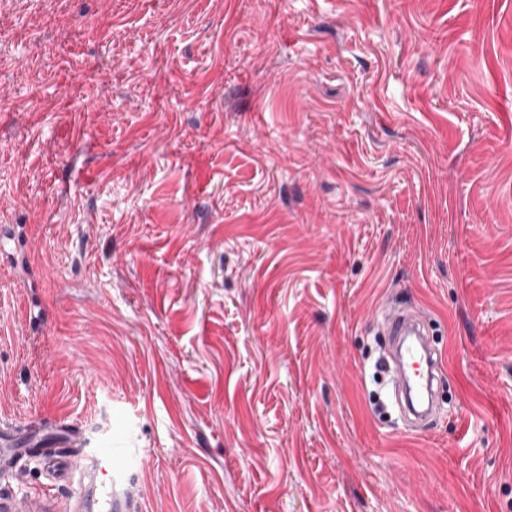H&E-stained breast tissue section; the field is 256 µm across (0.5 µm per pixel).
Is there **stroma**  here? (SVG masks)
I'll use <instances>...</instances> for the list:
<instances>
[{
  "label": "stroma",
  "instance_id": "stroma-1",
  "mask_svg": "<svg viewBox=\"0 0 512 512\" xmlns=\"http://www.w3.org/2000/svg\"><path fill=\"white\" fill-rule=\"evenodd\" d=\"M14 2L0 422L136 452L142 512H512V0ZM386 329L393 336L403 389V405L407 425L417 430L419 425L432 417L438 403L434 391L442 371V359L421 337L427 336L423 325L409 311L395 312L387 318Z\"/></svg>",
  "mask_w": 512,
  "mask_h": 512
}]
</instances>
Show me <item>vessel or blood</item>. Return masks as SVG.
<instances>
[{"label":"vessel or blood","instance_id":"obj_1","mask_svg":"<svg viewBox=\"0 0 512 512\" xmlns=\"http://www.w3.org/2000/svg\"><path fill=\"white\" fill-rule=\"evenodd\" d=\"M386 329L394 340L403 389L402 411L411 429L432 417L438 403L434 391L442 359L423 340L424 327L409 311L387 318ZM87 440L78 424L65 420L0 424V474L15 475L21 461H38L49 485H69L73 491L67 512H140L141 506L121 483L125 473L112 448L86 454Z\"/></svg>","mask_w":512,"mask_h":512}]
</instances>
